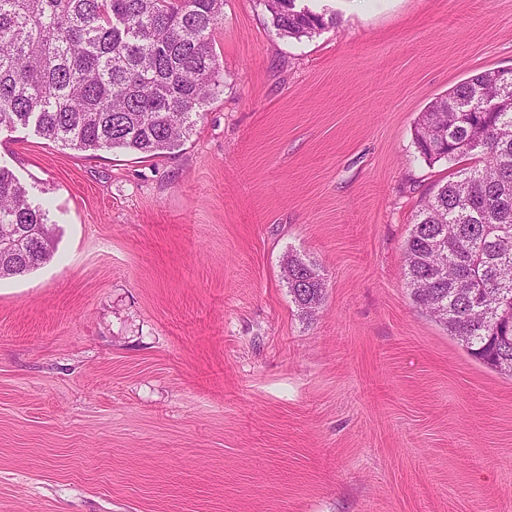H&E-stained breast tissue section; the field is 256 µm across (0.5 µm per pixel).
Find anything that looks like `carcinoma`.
<instances>
[{"mask_svg":"<svg viewBox=\"0 0 512 512\" xmlns=\"http://www.w3.org/2000/svg\"><path fill=\"white\" fill-rule=\"evenodd\" d=\"M277 34L311 37L336 17L301 0H263ZM224 0H0V126H34L79 151L164 157L190 137L219 93L213 33ZM497 106L486 112L483 103ZM429 162L466 163L415 215L404 244L410 298L470 356L512 376V83L499 70L462 80L414 126ZM0 279L46 264L56 246L46 210L0 166ZM293 302L323 300L315 266L291 256Z\"/></svg>","mask_w":512,"mask_h":512,"instance_id":"obj_1","label":"carcinoma"}]
</instances>
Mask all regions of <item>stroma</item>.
<instances>
[{
	"mask_svg": "<svg viewBox=\"0 0 512 512\" xmlns=\"http://www.w3.org/2000/svg\"><path fill=\"white\" fill-rule=\"evenodd\" d=\"M312 4L336 24L295 39L224 0V90L170 156L0 126L57 235L0 280V512H512V378L402 277L452 177L414 123L512 68V0ZM288 269V278L286 270ZM283 278L288 286V291L293 302L301 312V315L311 313L307 309L309 300L321 303L324 297L325 283L315 266L303 258L291 256L283 267Z\"/></svg>",
	"mask_w": 512,
	"mask_h": 512,
	"instance_id": "1",
	"label": "stroma"
}]
</instances>
